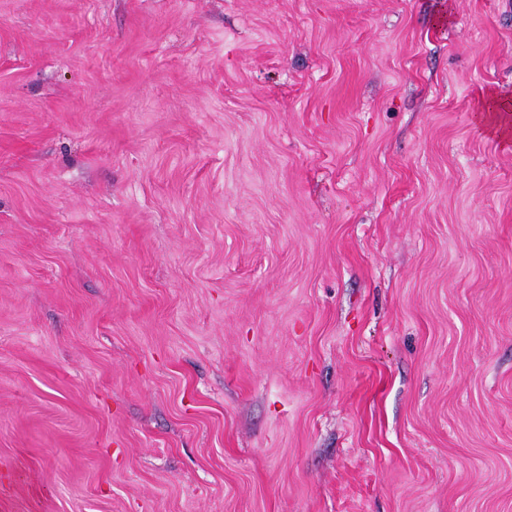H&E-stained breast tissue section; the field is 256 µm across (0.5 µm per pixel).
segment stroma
<instances>
[{
	"label": "stroma",
	"instance_id": "stroma-1",
	"mask_svg": "<svg viewBox=\"0 0 512 512\" xmlns=\"http://www.w3.org/2000/svg\"><path fill=\"white\" fill-rule=\"evenodd\" d=\"M512 0H0V512H512ZM478 112L481 114L478 116L479 120L485 125L490 126L492 131L498 132L500 137H507V131L505 128H501L500 125L495 121L494 115L497 112H509L508 104L509 100L504 96L490 92L480 95Z\"/></svg>",
	"mask_w": 512,
	"mask_h": 512
}]
</instances>
